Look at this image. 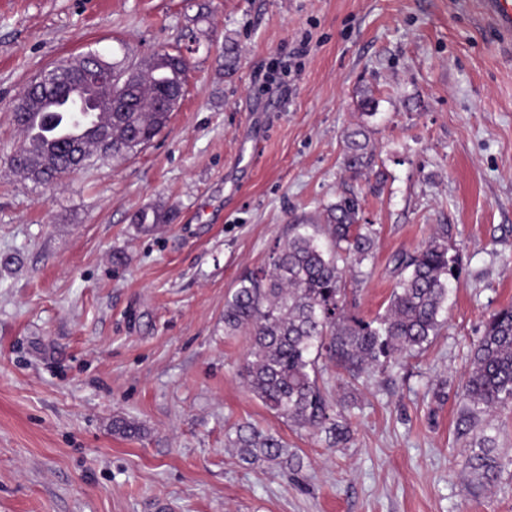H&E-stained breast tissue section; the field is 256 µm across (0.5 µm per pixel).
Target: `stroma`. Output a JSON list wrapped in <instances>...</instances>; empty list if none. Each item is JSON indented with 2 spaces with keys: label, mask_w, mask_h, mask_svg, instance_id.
I'll list each match as a JSON object with an SVG mask.
<instances>
[{
  "label": "stroma",
  "mask_w": 512,
  "mask_h": 512,
  "mask_svg": "<svg viewBox=\"0 0 512 512\" xmlns=\"http://www.w3.org/2000/svg\"><path fill=\"white\" fill-rule=\"evenodd\" d=\"M202 5L210 39L141 152L52 186L12 170L13 105L43 70L176 45ZM358 125L375 163L355 175ZM349 193L378 231L352 314H383L395 256L440 226L459 276L424 351L334 387L350 427L334 445L248 390L224 300L290 222ZM152 208L166 223L140 231ZM509 305L512 53L468 0H0V512H512V408L482 493L456 434L471 346ZM243 422L302 470L240 462L224 440ZM344 164L348 171L357 174L371 168L374 154L369 148V136L363 126H358L345 133Z\"/></svg>",
  "instance_id": "1"
}]
</instances>
